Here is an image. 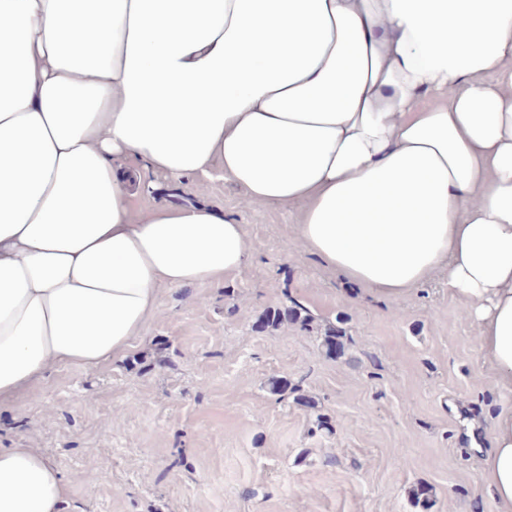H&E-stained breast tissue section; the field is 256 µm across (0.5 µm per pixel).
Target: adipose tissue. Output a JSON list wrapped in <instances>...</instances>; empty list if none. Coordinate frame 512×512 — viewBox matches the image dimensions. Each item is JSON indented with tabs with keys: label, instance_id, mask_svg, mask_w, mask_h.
I'll list each match as a JSON object with an SVG mask.
<instances>
[{
	"label": "adipose tissue",
	"instance_id": "1",
	"mask_svg": "<svg viewBox=\"0 0 512 512\" xmlns=\"http://www.w3.org/2000/svg\"><path fill=\"white\" fill-rule=\"evenodd\" d=\"M132 160L301 204L350 297L447 272L512 391V0H0V401L123 356L162 289L247 263L210 205L136 213ZM492 439L512 512V412ZM68 490L0 448V512Z\"/></svg>",
	"mask_w": 512,
	"mask_h": 512
}]
</instances>
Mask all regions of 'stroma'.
Here are the masks:
<instances>
[{"label":"stroma","instance_id":"stroma-1","mask_svg":"<svg viewBox=\"0 0 512 512\" xmlns=\"http://www.w3.org/2000/svg\"><path fill=\"white\" fill-rule=\"evenodd\" d=\"M197 202L242 221L247 264L219 285L163 289L124 356L55 367L35 396L0 403V448H36L81 474L65 512H497L479 454L512 393L445 279L350 303L298 239L300 204L246 209L224 180L159 175L137 198ZM292 299L308 328L256 329ZM337 326L335 358L323 339Z\"/></svg>","mask_w":512,"mask_h":512}]
</instances>
